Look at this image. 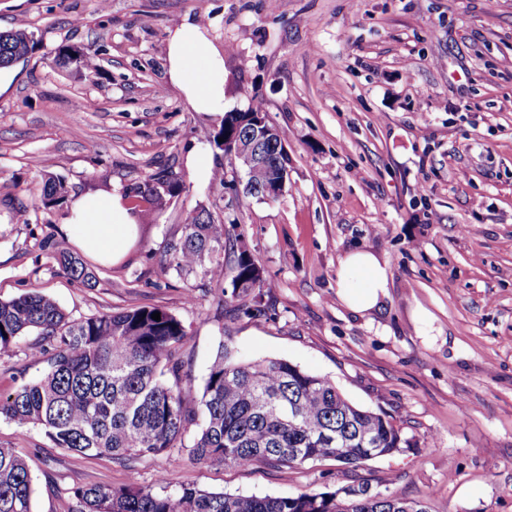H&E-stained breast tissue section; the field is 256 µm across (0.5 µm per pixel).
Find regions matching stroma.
Here are the masks:
<instances>
[{"instance_id": "stroma-1", "label": "stroma", "mask_w": 512, "mask_h": 512, "mask_svg": "<svg viewBox=\"0 0 512 512\" xmlns=\"http://www.w3.org/2000/svg\"><path fill=\"white\" fill-rule=\"evenodd\" d=\"M195 24L224 57L230 109L263 101L290 159L284 195L235 194L243 178L210 144L218 115L196 112L166 76L169 28ZM37 45L0 94V300L55 298L71 318L160 306L190 337L202 386L221 341L238 356L283 358L330 378L355 404L399 421L403 451L347 467L327 458L285 473L166 457L174 483L237 495L394 489L432 512H512V0H0V31ZM90 49L86 79L57 67L59 46ZM91 101L86 112L76 111ZM208 154L228 184L213 191L185 166ZM77 196L129 193L159 168L183 182L135 245L92 263L95 286L44 250L72 244L67 205L44 206L35 159ZM227 222L271 285L268 316L231 320L213 293L185 298L160 272L166 243L199 209ZM27 210L28 223L15 214ZM385 261L378 308L337 295L340 262ZM45 369L0 352V393ZM0 446L29 464L34 512H70L78 486H121L105 456L57 447L0 419Z\"/></svg>"}]
</instances>
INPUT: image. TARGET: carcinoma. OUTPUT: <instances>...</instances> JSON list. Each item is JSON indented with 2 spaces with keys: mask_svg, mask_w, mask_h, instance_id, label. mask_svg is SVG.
Instances as JSON below:
<instances>
[{
  "mask_svg": "<svg viewBox=\"0 0 512 512\" xmlns=\"http://www.w3.org/2000/svg\"><path fill=\"white\" fill-rule=\"evenodd\" d=\"M35 47L25 30L0 32V67L26 58ZM56 63L89 78L99 70L96 55L78 46L60 47ZM260 116L267 113L257 99L243 112H225L210 144L230 156L232 145ZM43 178V204L64 203L63 182L49 172ZM182 189L179 177L162 170L133 189L132 214H159ZM42 248L72 277L92 283L94 274L78 254L49 238ZM160 267L183 280L194 276L215 284L212 292L230 318L268 314L269 286L250 249L231 239L224 222L204 208L168 241ZM154 313L160 320L152 319ZM31 330L45 346L29 347L27 354L46 359L48 368L40 378L0 394V418L39 427L57 448L107 456L129 474L119 487L74 488L70 512H430L425 498L373 493L363 485L294 496H241L176 485L167 469L145 485L137 478L139 463L174 451L196 463L265 465L285 472L331 457L356 466L398 453L409 442L392 417L354 405L329 378L284 359L242 361L226 344L208 368L201 396L191 397L192 376L183 360L187 329L159 306L74 320L39 293L0 301L1 352ZM32 494L25 460L0 447V512H33Z\"/></svg>",
  "mask_w": 512,
  "mask_h": 512,
  "instance_id": "cac0c4a2",
  "label": "carcinoma"
}]
</instances>
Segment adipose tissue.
I'll return each mask as SVG.
<instances>
[{"mask_svg": "<svg viewBox=\"0 0 512 512\" xmlns=\"http://www.w3.org/2000/svg\"><path fill=\"white\" fill-rule=\"evenodd\" d=\"M166 76L194 111L221 114L224 60L199 27L180 25L167 35ZM67 225L86 256L103 264L119 261L135 237L134 218L119 192L84 194L69 203ZM387 286L386 265L372 252L348 253L340 263L339 298L351 309H374Z\"/></svg>", "mask_w": 512, "mask_h": 512, "instance_id": "adipose-tissue-1", "label": "adipose tissue"}]
</instances>
